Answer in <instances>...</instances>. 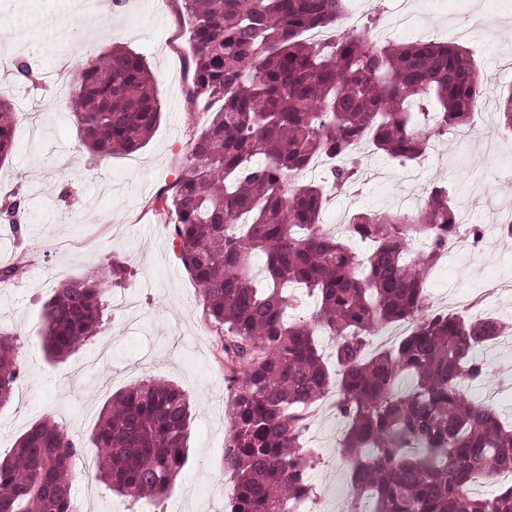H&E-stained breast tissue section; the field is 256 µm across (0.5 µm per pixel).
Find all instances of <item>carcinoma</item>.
Segmentation results:
<instances>
[{
	"instance_id": "carcinoma-1",
	"label": "carcinoma",
	"mask_w": 512,
	"mask_h": 512,
	"mask_svg": "<svg viewBox=\"0 0 512 512\" xmlns=\"http://www.w3.org/2000/svg\"><path fill=\"white\" fill-rule=\"evenodd\" d=\"M347 0H185L191 25L193 96L221 103L191 145L172 195L181 259L224 329L232 391L224 457L233 478L229 512H293L313 493L316 460L304 430L317 402L336 392L347 420L340 443L357 502L372 512H512V487L466 492L512 470V425L464 392L486 378L472 358L503 329L492 316L431 308L430 271L463 225L435 186L414 212L353 213L347 234L322 229L331 194L354 186L364 150L405 166L431 143L473 126L483 78L459 45L376 47L339 29ZM67 98L87 150L132 154L161 116L155 76L124 47L73 67ZM499 125L512 132V85L499 92ZM20 112L0 99V161L14 148ZM322 157L338 162L322 182L295 183ZM370 242L359 254L350 241ZM415 241L423 242L418 252ZM260 254L265 270L255 269ZM70 280L42 312L47 355L63 359L92 341L107 306L105 279ZM315 298L292 320L288 288ZM408 324L395 346L373 336ZM334 340L333 364L316 341ZM19 377L17 339L0 332V407ZM189 399L146 379L99 412L95 478L132 502L166 497L185 460ZM79 444L62 425L39 421L0 459V512H81L71 460Z\"/></svg>"
}]
</instances>
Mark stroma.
<instances>
[{"label":"stroma","mask_w":512,"mask_h":512,"mask_svg":"<svg viewBox=\"0 0 512 512\" xmlns=\"http://www.w3.org/2000/svg\"><path fill=\"white\" fill-rule=\"evenodd\" d=\"M349 10L362 19L381 11L369 33L377 45L431 40L466 47L486 79V112L471 133L429 146L417 163V183L388 157L367 155L365 165L379 179L337 194L323 224L355 212L384 213L405 196L446 185L453 200L472 201L468 227L486 237L472 251L444 254L427 280L426 298L448 310L477 298L481 312L512 324V295H483L487 281L512 279V240L492 228L498 209L512 204V134L500 129L496 116V93L512 84V0H437L431 11L420 0H350ZM190 31L183 0H122L108 16L83 0H0V38L33 72L28 79L13 70L6 79L30 102L37 128L32 138L31 124H18L14 149L0 163V199L12 193L24 205L20 234L0 223V269L19 267L0 284V331L16 335L20 344V377L0 409V457L10 455L37 421L65 425L82 445L72 468L83 512H129L128 502L106 490L83 463L96 454L90 437L102 405L147 376L178 385L193 408L186 463L155 512H225L231 497L224 461L231 405L224 332L208 319L202 291L173 244L170 198L193 141L212 118L190 93ZM115 45L146 59L162 115L143 148L94 164L64 105V91L75 62ZM111 262L126 275L120 284H108V294L134 295L141 303L137 319L110 308L96 338L65 360L50 361L40 338L44 303L62 283ZM473 356L488 375L470 395L490 400L511 423L512 379L500 367L512 362V342L494 341ZM310 425L309 447L319 459L310 482L319 508L341 512L355 500L350 463L339 448L347 424L327 398ZM358 503L368 512V500Z\"/></svg>","instance_id":"35a3bbf8"}]
</instances>
